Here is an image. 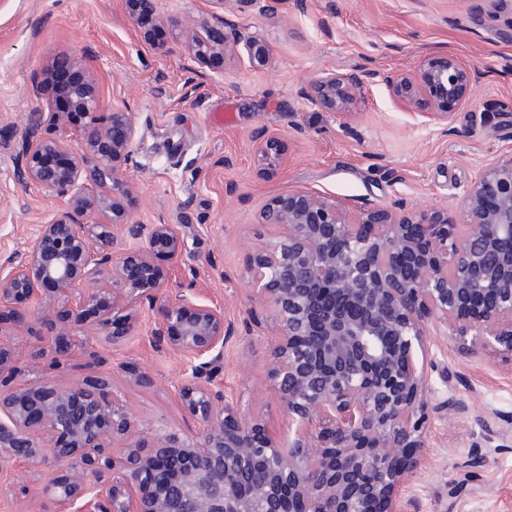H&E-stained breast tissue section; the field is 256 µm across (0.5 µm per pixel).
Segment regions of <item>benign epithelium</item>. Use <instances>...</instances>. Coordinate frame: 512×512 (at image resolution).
<instances>
[{"instance_id":"7a95c632","label":"benign epithelium","mask_w":512,"mask_h":512,"mask_svg":"<svg viewBox=\"0 0 512 512\" xmlns=\"http://www.w3.org/2000/svg\"><path fill=\"white\" fill-rule=\"evenodd\" d=\"M149 46L167 22L159 0H128ZM179 37L191 59L224 55L226 42L202 25ZM252 67L268 63L255 36H241ZM57 73L80 71L54 86L46 110L16 142L14 179L64 202L40 225L23 253L0 257V304L19 321L49 295L57 308L37 321L55 365L70 350L68 319L121 299L148 304L155 321L148 342L185 359L178 395L196 436L154 437L140 429L94 375L68 387L18 381L20 368L0 346V466L50 464L49 489L73 512H415L411 477L428 463L429 414H461L447 399L428 404L429 380L417 359L430 329L455 337L466 355L494 347L512 353V152L463 190L459 225L446 209L363 208L295 190L274 198L261 223L280 239L250 259L256 297L272 309L275 339L268 376L288 418L301 425L288 446L267 427L243 419L219 389L224 345L236 335L224 308L183 292L162 295L155 258L181 267V224H133L124 179L136 137L131 114L101 111L92 70L62 50ZM483 71L453 55L423 61L393 76L367 66L323 71L299 91L308 104L343 119L365 88L382 82L393 102L447 121L469 101ZM83 121L75 127L69 114ZM257 153L281 159L279 139L262 131ZM120 444L123 456L114 459Z\"/></svg>"}]
</instances>
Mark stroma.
I'll use <instances>...</instances> for the list:
<instances>
[{"label": "stroma", "instance_id": "35a3bbf8", "mask_svg": "<svg viewBox=\"0 0 512 512\" xmlns=\"http://www.w3.org/2000/svg\"><path fill=\"white\" fill-rule=\"evenodd\" d=\"M167 25L144 45L127 0H0V255L26 250L40 224L64 207L36 186L12 179V145L49 99L52 64L67 50L91 66L104 108L130 112L137 135L125 172L130 217L141 224H185L189 257L166 270L170 291L224 308L238 328L224 347L223 392L248 421H261L280 441L295 434L268 378L270 335L250 334L251 318L269 322L249 283V257L278 240L260 221L275 197L308 189L348 209L397 203L421 212L458 210L482 170L512 151V0H308L299 11L276 0L268 12L224 0H160ZM208 21L226 41L223 58L206 66L196 87L194 63L175 25ZM261 37L269 61L250 67L237 35ZM453 55L484 70L473 98L448 124L401 109L385 85L368 87L350 115L309 105L301 87L325 70L364 64L385 74L409 73L424 59ZM281 142L282 159L263 171L258 131ZM133 314L129 335L124 314ZM101 313L72 323L70 361L53 366L35 320L15 322L0 309V345L31 382L67 387L82 381L97 355V376L142 425L198 432L186 420L177 387L184 360L153 349L147 306L124 301L100 331ZM424 365L429 399L464 400L469 411L431 417L429 462L408 495L418 512H512V354L486 349L463 356L449 336L430 339ZM50 470L0 469V512H57L44 492Z\"/></svg>", "mask_w": 512, "mask_h": 512}]
</instances>
